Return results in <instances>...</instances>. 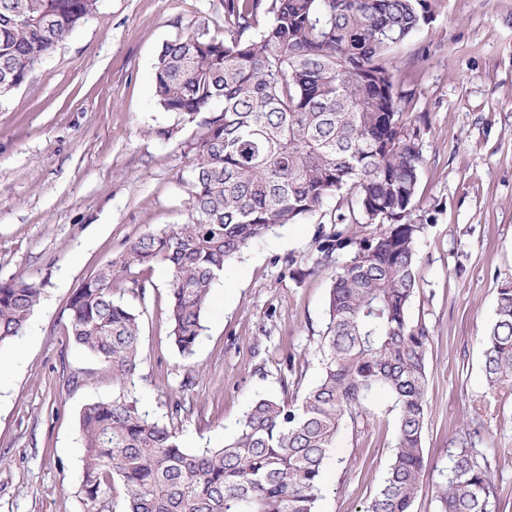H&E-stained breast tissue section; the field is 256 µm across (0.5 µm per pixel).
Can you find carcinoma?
Listing matches in <instances>:
<instances>
[{"label": "carcinoma", "instance_id": "1", "mask_svg": "<svg viewBox=\"0 0 512 512\" xmlns=\"http://www.w3.org/2000/svg\"><path fill=\"white\" fill-rule=\"evenodd\" d=\"M97 9L98 0H0V84H23ZM426 13L427 0H224L230 40L198 26L163 45L156 102L204 132L184 222L130 242L68 303V336L112 367L116 385L80 415L88 512L116 478L127 512H317L329 449L381 390L393 399L395 443L364 512H412L427 467L429 331L409 317L424 226L407 221L422 152L400 127L387 57ZM344 188L348 209L336 208L313 261L335 272L318 383L295 404L255 399L222 448L184 447L126 391L140 319L115 298V272L168 266L170 336L188 358L226 263ZM43 291L34 280L0 284V345L23 332ZM483 340L488 384L512 381V281L497 289ZM442 477L439 512H494L490 465L474 442L449 454Z\"/></svg>", "mask_w": 512, "mask_h": 512}]
</instances>
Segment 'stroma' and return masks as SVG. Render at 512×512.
<instances>
[{
    "instance_id": "1",
    "label": "stroma",
    "mask_w": 512,
    "mask_h": 512,
    "mask_svg": "<svg viewBox=\"0 0 512 512\" xmlns=\"http://www.w3.org/2000/svg\"><path fill=\"white\" fill-rule=\"evenodd\" d=\"M204 25L223 34L224 0H99L0 97V283L44 284L23 333L0 346V512H87L79 418L111 399L112 370L69 339L67 305L130 241L186 218L191 147L203 130L159 108L153 71L165 43ZM390 64L400 124L423 157L409 219L426 231L409 317L429 330L428 464L414 512H438L448 456L475 428L497 512H512V382L487 384L481 341L498 288L512 281V0H428ZM347 201L337 193L323 212ZM323 212L276 228L227 265L187 358L166 321L167 267L114 280L141 322L126 389L184 447H221L253 399L291 401L319 381L332 273L309 266ZM395 420L381 391L363 423L340 431L318 512H363L388 466Z\"/></svg>"
}]
</instances>
